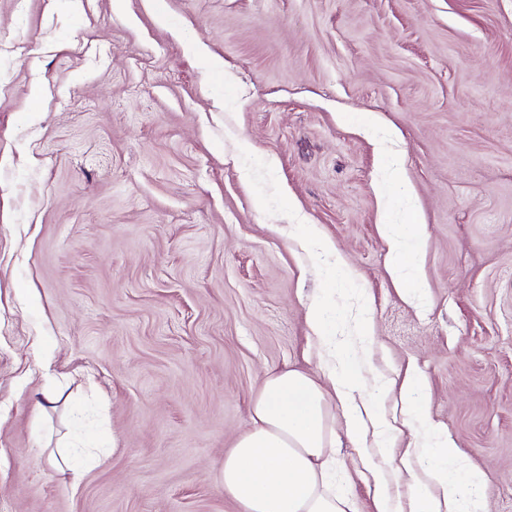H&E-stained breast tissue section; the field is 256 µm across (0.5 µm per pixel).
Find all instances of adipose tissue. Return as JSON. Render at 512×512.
Instances as JSON below:
<instances>
[{
  "label": "adipose tissue",
  "mask_w": 512,
  "mask_h": 512,
  "mask_svg": "<svg viewBox=\"0 0 512 512\" xmlns=\"http://www.w3.org/2000/svg\"><path fill=\"white\" fill-rule=\"evenodd\" d=\"M309 322L327 356L326 380L317 382L294 368L265 374L252 402L251 424L224 456V491L240 512H349L348 500L330 482L336 451L333 404H340L350 438L362 441L370 422L380 456L393 448L394 435L374 404L361 397L358 365L329 336L320 302L311 304ZM435 455L425 479L411 478L406 507L394 493L401 473L376 466L372 475L378 512H485L483 473L462 466L449 439L437 441Z\"/></svg>",
  "instance_id": "adipose-tissue-1"
}]
</instances>
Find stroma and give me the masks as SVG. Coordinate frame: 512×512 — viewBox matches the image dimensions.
<instances>
[{
    "mask_svg": "<svg viewBox=\"0 0 512 512\" xmlns=\"http://www.w3.org/2000/svg\"><path fill=\"white\" fill-rule=\"evenodd\" d=\"M112 2L0 0V512H239L318 298L366 380L422 377L413 470L443 432L512 512V0ZM388 226V230H387ZM400 238L389 229V225H384V232L386 239L390 242L391 251L394 260L399 265L403 260L406 251L403 248V240H406L415 246L419 247L423 243L425 227L423 224H404L402 225Z\"/></svg>",
    "mask_w": 512,
    "mask_h": 512,
    "instance_id": "obj_1",
    "label": "stroma"
}]
</instances>
